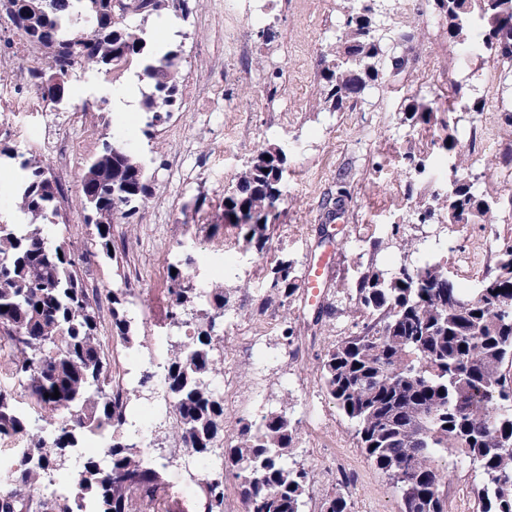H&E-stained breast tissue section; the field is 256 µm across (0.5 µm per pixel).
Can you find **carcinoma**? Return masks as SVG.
I'll list each match as a JSON object with an SVG mask.
<instances>
[{
  "label": "carcinoma",
  "instance_id": "cac0c4a2",
  "mask_svg": "<svg viewBox=\"0 0 512 512\" xmlns=\"http://www.w3.org/2000/svg\"><path fill=\"white\" fill-rule=\"evenodd\" d=\"M108 2L0 0V8L13 10L28 31L26 43L49 57L46 68L27 66L42 104L56 106L66 99L71 71L78 66L109 72L137 59L153 86L143 100L151 127L162 119L161 109L176 102L179 50L150 47L124 25L126 11L107 13ZM350 2L323 71L325 100L335 110L384 75L373 0ZM433 2L448 19L450 39L468 46L477 42L512 67V50L500 47L502 21H512V0ZM82 33L91 38L86 52L73 43ZM448 111L479 112L481 100L457 90ZM432 114L416 99L404 112L414 125L428 123ZM440 148L456 159L454 178L445 195L420 205L419 221L442 209L452 224L475 217L494 223L502 202L474 191L458 138L448 135ZM1 156L18 161L23 208L54 223L61 187L49 168L21 159L7 146H0ZM285 164L282 149L262 147L224 193V223L236 226L259 252L280 216ZM152 194L136 155L126 146L104 144L81 186L82 209L95 228V255L113 257L112 225L134 223ZM86 262L87 254L54 239L47 224H0V345L10 348L7 369L29 399V411L23 412L15 393L0 388V440L26 442L0 464V512H162L164 475L142 458L149 427L127 415L131 397L149 388L154 374L144 370L130 388L112 379L101 298L112 305L110 334L131 344V321L120 313L126 291L90 295L83 277ZM193 264L183 255L167 267L176 271L168 275L169 318L188 334L165 359L163 384L175 447L206 470L202 512H224V474L210 469L209 458L224 438V397L213 380L223 370L215 354L216 325L229 297L221 287H196ZM272 274V288L281 297L299 288L292 261L279 260ZM355 300L371 323L325 353L321 379L355 424L367 459L399 490L401 512H447L444 488L450 472L440 464L445 454L481 469L477 512H512V309H501L512 302V239H502L494 266L473 293L435 263L403 267L389 278L369 270L355 285ZM94 438L109 443L106 453L82 452ZM294 440L282 414L238 429L225 465L239 480L244 512H302L307 472L286 461ZM69 468L75 474L67 494L40 488L43 475Z\"/></svg>",
  "mask_w": 512,
  "mask_h": 512
}]
</instances>
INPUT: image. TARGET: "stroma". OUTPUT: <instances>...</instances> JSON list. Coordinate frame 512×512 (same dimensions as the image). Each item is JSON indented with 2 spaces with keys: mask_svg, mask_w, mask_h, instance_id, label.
<instances>
[{
  "mask_svg": "<svg viewBox=\"0 0 512 512\" xmlns=\"http://www.w3.org/2000/svg\"><path fill=\"white\" fill-rule=\"evenodd\" d=\"M376 33L384 53H404L401 70H385L342 110L324 101L323 55L336 40L347 0H187L188 10L167 7L131 14L128 27L152 33L168 18L177 26L169 42L181 45L179 101L169 115L148 125L143 111H118L114 90L136 85L138 98L151 91L132 62L108 73L76 68L67 102L24 108V79L0 78V143L32 161L50 165L66 185L57 219L59 237L91 249L94 237L79 206L81 178L104 143H128L146 164L154 196L135 224L113 227L114 258L90 257L88 287L99 292L128 289L125 310L138 338L127 345L109 340L112 374L147 367L166 356L184 329L172 326L159 291L166 288L171 251L191 254L198 280L223 286L230 297L220 325L224 373L214 382L224 396V434L275 412L295 430L289 464L309 472L304 512H319L327 495L343 491L351 512H400V497L388 476L367 460L355 426L337 408L320 380L319 362L337 340L359 334L366 319L353 316L350 291L373 269L391 276L402 266L441 264L449 278H481L492 262L483 221L449 223L442 214L422 224L418 205L448 185V160L439 146L456 133L463 154L479 157L471 177L477 193L512 196V69L479 56L463 58L449 41L443 14L432 0H377ZM272 37H265V30ZM479 96L495 93L498 106L484 109L482 126L470 133L459 114L449 127L448 97L455 85ZM434 109L429 124L404 119L407 99ZM86 102L81 115L72 104ZM65 133L66 157L42 138L46 128ZM281 148L287 157L281 216L268 230L263 251L248 246L222 221L224 193L260 147ZM427 158L429 178L411 173L410 157ZM14 180V164L0 160V222L30 224ZM294 262L297 274L322 265L320 297L296 291L280 303L271 287L277 260ZM291 320L294 342L282 334ZM149 461L164 465L169 512H200L198 468L175 450L165 412L151 421ZM447 508L476 512L480 481L471 465L452 466Z\"/></svg>",
  "mask_w": 512,
  "mask_h": 512,
  "instance_id": "1",
  "label": "stroma"
}]
</instances>
